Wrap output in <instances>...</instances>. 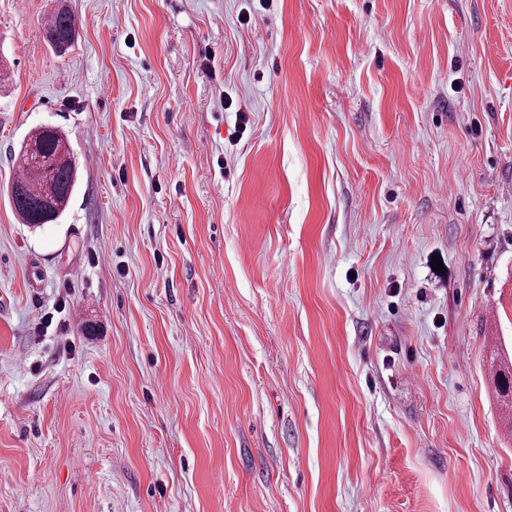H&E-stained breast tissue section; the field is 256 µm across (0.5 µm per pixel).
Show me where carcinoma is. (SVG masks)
I'll list each match as a JSON object with an SVG mask.
<instances>
[{
    "label": "carcinoma",
    "instance_id": "1",
    "mask_svg": "<svg viewBox=\"0 0 512 512\" xmlns=\"http://www.w3.org/2000/svg\"><path fill=\"white\" fill-rule=\"evenodd\" d=\"M76 26V18L61 9L46 17L43 39L61 56L72 47ZM16 168L8 197L21 223L39 227L57 221L68 209L78 183V169L65 133L53 125L32 129L22 141ZM491 372L504 407L512 406V361L500 357L492 363Z\"/></svg>",
    "mask_w": 512,
    "mask_h": 512
}]
</instances>
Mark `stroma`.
<instances>
[{
    "label": "stroma",
    "instance_id": "obj_1",
    "mask_svg": "<svg viewBox=\"0 0 512 512\" xmlns=\"http://www.w3.org/2000/svg\"><path fill=\"white\" fill-rule=\"evenodd\" d=\"M0 71V512H512V0H0ZM77 20L67 10L49 14L42 24L45 43L58 55H64L73 45ZM16 168L8 197L21 223L40 227L56 222L68 209L79 178L65 133L53 125L32 129L22 141ZM491 372L496 389L504 398V407L512 406V360L500 355L496 363L492 361Z\"/></svg>",
    "mask_w": 512,
    "mask_h": 512
}]
</instances>
